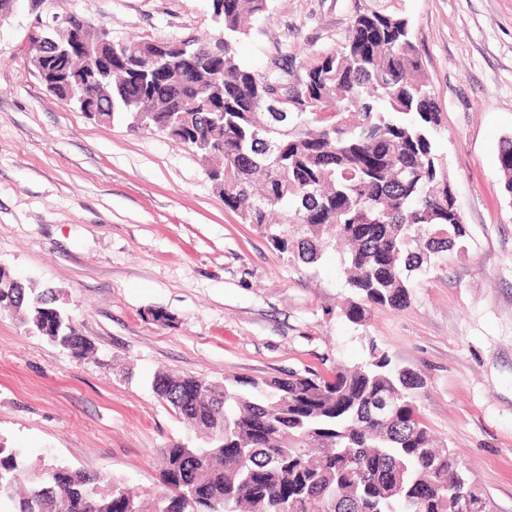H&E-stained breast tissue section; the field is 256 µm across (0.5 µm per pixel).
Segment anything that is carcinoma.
<instances>
[{"instance_id": "obj_1", "label": "carcinoma", "mask_w": 512, "mask_h": 512, "mask_svg": "<svg viewBox=\"0 0 512 512\" xmlns=\"http://www.w3.org/2000/svg\"><path fill=\"white\" fill-rule=\"evenodd\" d=\"M271 0L212 3L222 46L198 52L200 39L112 41V59L96 42L65 61L44 30L46 87L62 99L65 77L94 63L101 90L91 118L133 119L128 100L152 115L151 129L186 144L207 163L224 206L265 230L273 247L312 264L326 228L336 230L349 296L340 315L361 325L370 307L399 308L416 272L441 269L461 245L466 224L446 161L433 91L398 2L358 6L344 42L298 69L288 54L260 73L235 52L250 19L269 16ZM276 91L288 112L264 113ZM512 197V140L499 153ZM23 310L36 332L83 354L91 345L58 304L56 291L17 285L0 273V302ZM423 379L371 346L368 359L331 378L292 374L216 384L158 374L152 390L200 436L160 449L163 491L147 509L119 480L55 466L19 498L15 512H453L460 491H479L457 452L437 444L416 405ZM396 394L385 424L368 421L376 396ZM22 458L0 446V498L16 495ZM429 477V503L388 493L397 480L410 493Z\"/></svg>"}]
</instances>
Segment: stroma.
<instances>
[{
  "label": "stroma",
  "mask_w": 512,
  "mask_h": 512,
  "mask_svg": "<svg viewBox=\"0 0 512 512\" xmlns=\"http://www.w3.org/2000/svg\"><path fill=\"white\" fill-rule=\"evenodd\" d=\"M358 0H272L236 45L260 70L277 48L312 62L342 43ZM442 118L436 139L468 235L406 306L343 320L341 256L275 250L225 208L198 156L50 94L28 61L37 15L68 10L113 38L217 36L211 0H47L0 22V265L58 289L93 351L78 356L0 310V445L29 488L54 462L138 495L158 448L192 437L156 373L224 379L332 374L376 344L423 378L416 401L490 501L512 512V0H402ZM167 314L155 321L153 312Z\"/></svg>",
  "instance_id": "1"
}]
</instances>
